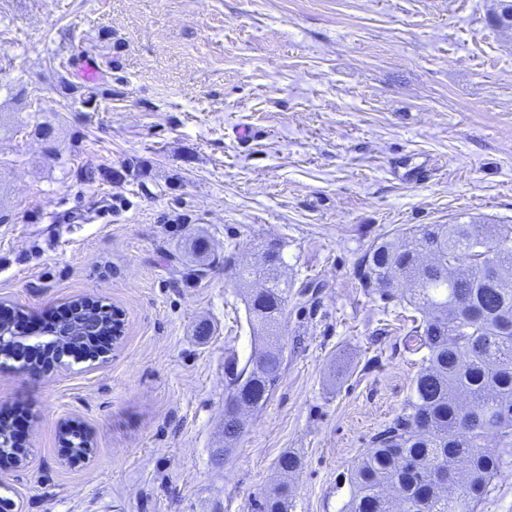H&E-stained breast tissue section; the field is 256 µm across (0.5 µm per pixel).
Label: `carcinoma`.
Here are the masks:
<instances>
[{"label": "carcinoma", "instance_id": "1", "mask_svg": "<svg viewBox=\"0 0 512 512\" xmlns=\"http://www.w3.org/2000/svg\"><path fill=\"white\" fill-rule=\"evenodd\" d=\"M399 246L380 241L358 267L361 287L391 300L409 285L412 319L404 344L422 353L410 395L391 423L348 473L349 500L341 512H474L501 470L512 463V229L484 224H421L401 234ZM278 244L267 245L262 265L239 271L259 280L247 312L257 332L243 367L228 359L224 384V441L240 433L237 413L266 406L282 372L280 344L288 289L281 287ZM99 325L112 317L80 312ZM72 448L90 444L76 424L60 432ZM496 449L484 450L489 439ZM459 485L453 499L442 490ZM288 483L266 491L254 512H288Z\"/></svg>", "mask_w": 512, "mask_h": 512}]
</instances>
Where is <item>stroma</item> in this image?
I'll list each match as a JSON object with an SVG mask.
<instances>
[{"label":"stroma","mask_w":512,"mask_h":512,"mask_svg":"<svg viewBox=\"0 0 512 512\" xmlns=\"http://www.w3.org/2000/svg\"><path fill=\"white\" fill-rule=\"evenodd\" d=\"M498 5L0 0V300L39 314L86 297L123 317L104 361L0 369V407L30 413L0 497L250 512L288 452V512H340L420 360L411 309L361 288L360 259L419 224L512 225ZM88 58L112 96L87 105ZM271 241L291 286L284 369L228 450L224 363L254 347L238 271ZM68 420L91 433L86 461L61 448Z\"/></svg>","instance_id":"35a3bbf8"}]
</instances>
